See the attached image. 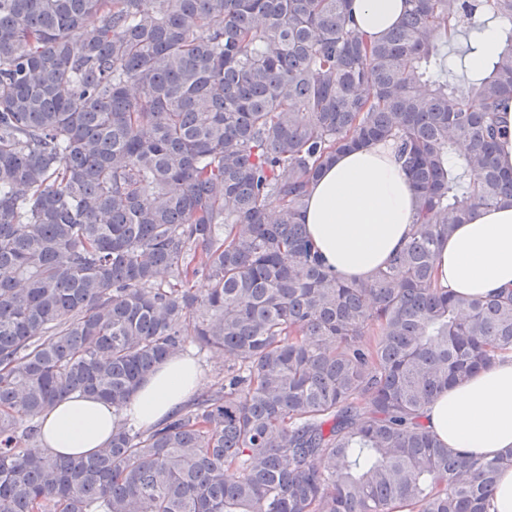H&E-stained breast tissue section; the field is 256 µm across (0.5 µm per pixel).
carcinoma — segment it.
<instances>
[{"label":"carcinoma","mask_w":512,"mask_h":512,"mask_svg":"<svg viewBox=\"0 0 512 512\" xmlns=\"http://www.w3.org/2000/svg\"><path fill=\"white\" fill-rule=\"evenodd\" d=\"M350 2L0 0V512H490L512 450L471 459L422 415L512 351L511 294L433 278L455 225L512 202V0H405L374 42ZM489 24L490 64L445 69L440 39L475 55ZM389 140L419 224L344 282L299 210L336 153ZM189 344L224 382L91 455L41 448L64 395L119 414ZM499 115L504 133L499 139L498 160L504 168H512V100L505 104V111L500 112Z\"/></svg>","instance_id":"obj_1"}]
</instances>
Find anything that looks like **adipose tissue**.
I'll list each match as a JSON object with an SVG mask.
<instances>
[{"label": "adipose tissue", "mask_w": 512, "mask_h": 512, "mask_svg": "<svg viewBox=\"0 0 512 512\" xmlns=\"http://www.w3.org/2000/svg\"><path fill=\"white\" fill-rule=\"evenodd\" d=\"M356 24L369 38L396 25L404 0H352ZM418 196L392 142L337 153L310 183L299 221L324 264L346 281L365 282L409 241ZM433 276L456 294L512 292V203L477 208L438 246ZM203 383L196 361L170 357L150 373L122 414L104 401L73 393L40 420V444L64 456H87L112 437L118 419L142 427L163 422ZM426 427L448 448L474 459L512 449V352L445 390L426 410Z\"/></svg>", "instance_id": "adipose-tissue-1"}]
</instances>
